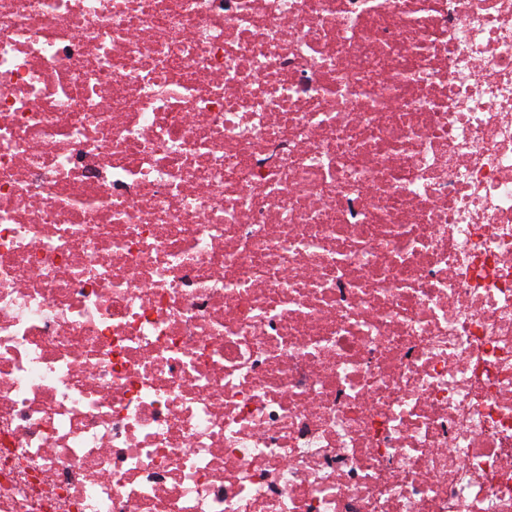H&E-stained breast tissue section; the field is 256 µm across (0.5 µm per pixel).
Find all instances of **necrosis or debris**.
Instances as JSON below:
<instances>
[{"label":"necrosis or debris","mask_w":512,"mask_h":512,"mask_svg":"<svg viewBox=\"0 0 512 512\" xmlns=\"http://www.w3.org/2000/svg\"><path fill=\"white\" fill-rule=\"evenodd\" d=\"M0 512H512V0H0Z\"/></svg>","instance_id":"1"}]
</instances>
